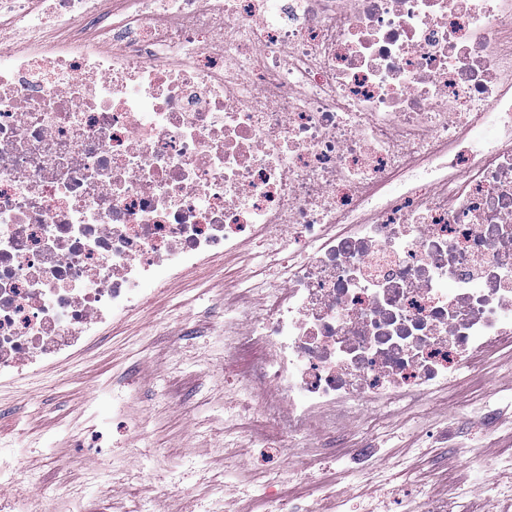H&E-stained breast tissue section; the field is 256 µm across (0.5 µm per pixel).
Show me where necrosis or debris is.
<instances>
[{
    "label": "necrosis or debris",
    "instance_id": "1",
    "mask_svg": "<svg viewBox=\"0 0 512 512\" xmlns=\"http://www.w3.org/2000/svg\"><path fill=\"white\" fill-rule=\"evenodd\" d=\"M0 0V382L260 246L230 417L358 433L512 343V0Z\"/></svg>",
    "mask_w": 512,
    "mask_h": 512
}]
</instances>
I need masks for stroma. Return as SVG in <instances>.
<instances>
[{"mask_svg":"<svg viewBox=\"0 0 512 512\" xmlns=\"http://www.w3.org/2000/svg\"><path fill=\"white\" fill-rule=\"evenodd\" d=\"M244 274L241 262L217 257L212 264L171 282L148 305L103 326L100 341L68 362L0 388V448L18 450L25 460L30 496L38 512L66 493L76 512H221V495L211 481L224 472L232 452L254 485L264 480V444L276 425L256 414L242 434H224V395L259 355L243 347L225 355L220 325L224 285ZM499 402L494 426L477 407L488 390ZM126 396L143 422L136 454L124 447L123 423L112 415V394ZM432 426L408 423L397 409L387 412L378 438L390 483L381 472L349 479L338 453L311 459L312 443L301 438L288 453L301 468L284 479L279 496L302 506L317 496L359 505L385 499L384 512H409L415 494L446 500L456 512V491L471 488V512H500L507 497L478 486L479 461L461 451L475 447L479 460L512 457V356H489L479 378L461 374L444 397L424 403ZM447 432L448 445L435 446L433 433ZM144 471L135 495L115 488L120 470Z\"/></svg>","mask_w":512,"mask_h":512,"instance_id":"1","label":"stroma"}]
</instances>
